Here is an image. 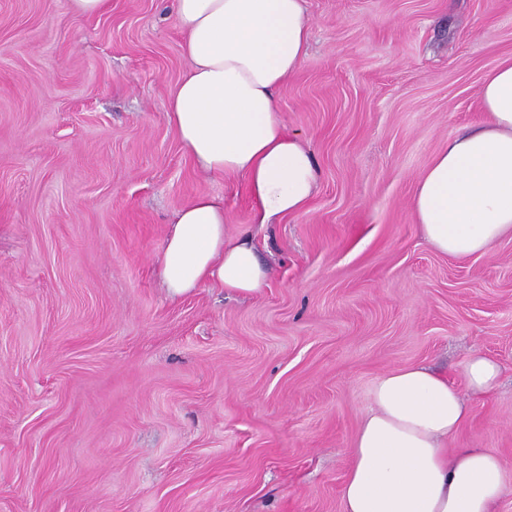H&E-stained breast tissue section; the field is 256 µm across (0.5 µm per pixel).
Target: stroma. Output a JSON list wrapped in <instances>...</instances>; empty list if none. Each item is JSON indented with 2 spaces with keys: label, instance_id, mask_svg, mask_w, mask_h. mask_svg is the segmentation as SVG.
<instances>
[{
  "label": "stroma",
  "instance_id": "obj_1",
  "mask_svg": "<svg viewBox=\"0 0 512 512\" xmlns=\"http://www.w3.org/2000/svg\"><path fill=\"white\" fill-rule=\"evenodd\" d=\"M309 54L278 93L312 153L307 212L261 226L166 118L188 70L172 0H0V512H342L370 391L425 364L466 390L450 449L484 448L512 512V239L455 258L414 186L483 121L512 0H305ZM223 198L270 268L249 298L158 276L176 213ZM500 371L501 368L498 362L478 352L472 353L464 365L467 386L474 394H483L494 389Z\"/></svg>",
  "mask_w": 512,
  "mask_h": 512
}]
</instances>
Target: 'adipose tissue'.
<instances>
[{"label": "adipose tissue", "mask_w": 512, "mask_h": 512, "mask_svg": "<svg viewBox=\"0 0 512 512\" xmlns=\"http://www.w3.org/2000/svg\"><path fill=\"white\" fill-rule=\"evenodd\" d=\"M189 70L166 117L205 173L240 176L257 224L305 213L317 183L311 153L284 124L277 93L308 56L304 0H174ZM484 121L449 134L417 181L412 207L430 245L456 258L512 238V56L480 88ZM160 276L171 295L212 284L260 293L269 271L224 201L201 195L170 224ZM471 406L421 365L380 375L354 436L342 512H493L505 482L482 448L449 451Z\"/></svg>", "instance_id": "adipose-tissue-1"}]
</instances>
